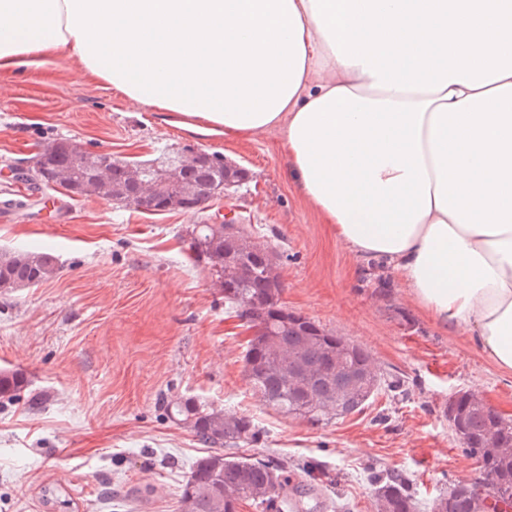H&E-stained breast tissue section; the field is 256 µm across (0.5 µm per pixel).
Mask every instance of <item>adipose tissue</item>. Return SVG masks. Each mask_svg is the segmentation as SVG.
Masks as SVG:
<instances>
[{"label": "adipose tissue", "mask_w": 512, "mask_h": 512, "mask_svg": "<svg viewBox=\"0 0 512 512\" xmlns=\"http://www.w3.org/2000/svg\"><path fill=\"white\" fill-rule=\"evenodd\" d=\"M66 51L300 195L512 370V0H0V73Z\"/></svg>", "instance_id": "ef3b65f1"}]
</instances>
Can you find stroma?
Wrapping results in <instances>:
<instances>
[{"label": "stroma", "instance_id": "obj_1", "mask_svg": "<svg viewBox=\"0 0 512 512\" xmlns=\"http://www.w3.org/2000/svg\"><path fill=\"white\" fill-rule=\"evenodd\" d=\"M55 138L124 160L198 148L247 169L210 216L236 210L255 241L281 254L289 310L368 350L403 393L381 389L361 412L322 427L264 407L244 374L252 332L189 254L201 214L147 213L35 181L12 192V167ZM49 192L53 214L42 208ZM0 206L9 214L0 248L45 247L58 262L49 281L0 293V370L23 371L29 392L44 398L39 408H0V512H46L50 485L69 493L73 512H177L182 480L206 450L163 416L166 399L251 416L262 435L248 454L286 459L298 481L303 465L322 464L342 512H377L374 471L404 478L423 506L475 477L443 414L456 392H476L512 417V371L469 333L436 322L390 267L371 275L370 259L300 196L276 134L192 136L62 54L41 70L0 73Z\"/></svg>", "mask_w": 512, "mask_h": 512}]
</instances>
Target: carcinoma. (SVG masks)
Listing matches in <instances>:
<instances>
[{
    "instance_id": "obj_1",
    "label": "carcinoma",
    "mask_w": 512,
    "mask_h": 512,
    "mask_svg": "<svg viewBox=\"0 0 512 512\" xmlns=\"http://www.w3.org/2000/svg\"><path fill=\"white\" fill-rule=\"evenodd\" d=\"M84 152L67 139L42 146L24 175L56 185L81 197L112 200V191L137 201L146 183L166 175L179 188V196L160 198L147 212L173 209L204 212L214 188L230 175L245 181L242 168L224 166V158L209 159L172 152L147 163L108 164L92 173L82 166ZM188 249L216 278L224 306L254 330L244 355L248 385L262 404L283 417L321 427L334 419L361 411L379 391L383 377L372 355L282 302L285 285L279 256L252 238L244 225L224 232L222 224H196L189 233ZM58 270L55 256L43 250L0 249V292L37 286ZM28 381L18 370L0 371V404L22 398L32 408L37 395L26 393ZM168 419L190 429L198 444L208 449L183 481L178 512H238L249 501L264 512L297 508L295 497L304 488L292 482L288 461L233 455L231 450L259 441L261 430L249 417L193 398L163 404ZM445 413L461 447L475 459L491 485L457 481L448 492L432 500L431 512H500L512 508V418L490 407L478 394L457 392ZM377 512H418L414 496L396 474L376 477ZM48 512H69L71 498L57 487L44 489Z\"/></svg>"
}]
</instances>
